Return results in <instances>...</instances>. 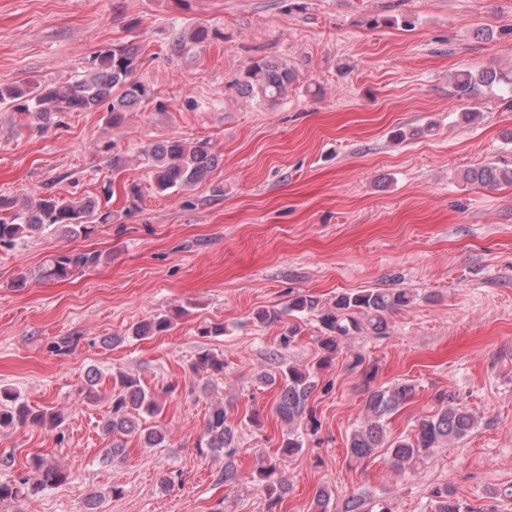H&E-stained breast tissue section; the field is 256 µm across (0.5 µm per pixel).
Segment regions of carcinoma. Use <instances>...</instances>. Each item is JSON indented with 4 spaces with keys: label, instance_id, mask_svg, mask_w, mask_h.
Segmentation results:
<instances>
[{
    "label": "carcinoma",
    "instance_id": "obj_1",
    "mask_svg": "<svg viewBox=\"0 0 512 512\" xmlns=\"http://www.w3.org/2000/svg\"><path fill=\"white\" fill-rule=\"evenodd\" d=\"M214 37L216 32L212 29L198 26L176 35L172 50L181 54L188 46L203 44ZM141 55L142 48L133 42L116 43L97 51L90 60L87 73L71 83L42 86L38 83L0 82V106L28 114L41 131L48 130L53 124L60 125L58 117L66 112L104 106L107 124L118 128L123 124L126 112L151 95V89L134 78ZM297 79L296 69L287 59L264 56L246 66L236 81V87L239 94L247 99L258 104H273L288 92ZM452 83L459 97L470 98L481 87L512 86V72L463 69L454 74ZM143 160L151 169L154 186L159 193L189 189L202 181L218 162L207 140L187 141L179 137L153 144L143 151ZM464 180L489 187L501 182L512 183V168L487 164L467 170ZM7 211L12 212V216H0V245H10L51 228L71 237H87L94 232L96 225L112 220V212L101 207L95 199L65 200L48 196L34 201L26 199L19 209L17 201L1 198L0 213ZM99 260L100 254L96 252H59L46 260L41 278L63 282L75 270L94 267ZM414 299V293L405 289H369L340 294L328 307L309 295H298L289 300L285 309L287 315L310 313L319 318L326 330V335L318 339L324 355L314 368L290 363L276 374L261 377L263 383L276 389L272 411L288 425L287 437L282 439L275 458L258 462L250 472V483L265 498L267 512H276L290 492V485L278 471L277 462L292 458L302 450L301 429L313 432L318 428V421L309 407L316 388L317 372L342 353L341 341L345 337L362 333L385 335L387 316L409 306ZM171 325V318L160 314L127 329L126 336L140 340L162 334ZM192 371L206 376L210 382L222 377L224 356L203 349L197 353ZM414 391L415 386L407 382L372 391L366 400L365 419L348 439L347 454L364 460L384 448L392 467L404 471L427 460L441 445L467 437L477 426L479 416L476 412L467 406L450 403L447 397L441 396L440 410L421 419L414 433L396 440L388 439L386 420L413 397ZM111 399V416L103 429L108 434L120 435V438L112 440V447L104 449V459L110 461L124 453L125 436L136 437L148 448L162 447L165 437L146 426V418L159 411L158 400L154 394L146 392L139 379L121 370L113 372ZM63 422L64 416L60 412L33 408L19 400L16 393L0 390V429L24 426L54 429L61 427ZM197 447L224 454V485L233 486L244 479L235 461V435L227 423L224 405L212 408ZM33 468L39 475L34 482L28 477L12 484L0 482V503L20 495H35L49 486L67 482L70 477V473L57 465L46 464L37 456L33 457ZM429 507V512H461L455 492L446 486L431 492ZM312 512H391V509L385 503L370 498L351 497L338 510L331 494L320 489L312 503Z\"/></svg>",
    "mask_w": 512,
    "mask_h": 512
}]
</instances>
